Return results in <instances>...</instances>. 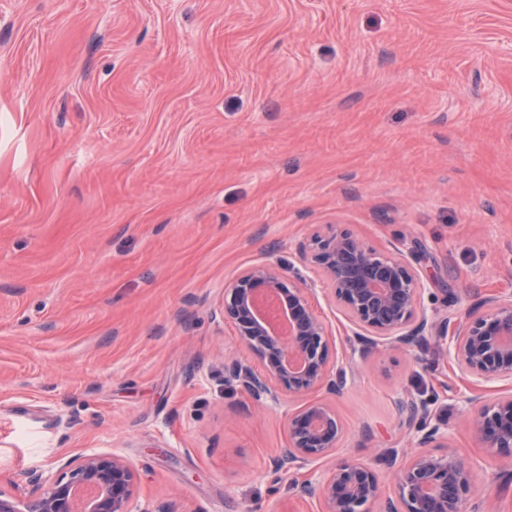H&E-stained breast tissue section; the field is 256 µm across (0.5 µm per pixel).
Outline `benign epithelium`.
<instances>
[{
	"label": "benign epithelium",
	"instance_id": "7a95c632",
	"mask_svg": "<svg viewBox=\"0 0 512 512\" xmlns=\"http://www.w3.org/2000/svg\"><path fill=\"white\" fill-rule=\"evenodd\" d=\"M303 262L320 269L357 327L351 355L365 358L387 342L414 355L430 340L463 373L512 382V295L487 298L478 314L435 320L420 305L416 268L348 233L314 237L303 247ZM269 293L282 298L285 337L255 308V300ZM314 293V281L278 262L254 264L224 289V321L261 360L259 369L242 360L225 362L226 381L260 409L314 389L327 395L288 415L287 444L272 459L273 469L285 475L330 459L341 431L329 398L346 384L347 372L330 363L328 325L312 306ZM468 403L475 406L473 427L487 453L512 448V393ZM435 404L410 394L397 400L408 441L421 452L402 461L398 449L386 450L396 467L394 495H383L378 473L355 460L333 461L317 481H294L291 489L302 499L318 496L321 512H466L465 501L475 492L474 468L465 457L436 452L448 447V424ZM137 488V468L129 459L91 452L66 461L57 474L33 473L14 483L12 493L0 491V512H134Z\"/></svg>",
	"mask_w": 512,
	"mask_h": 512
}]
</instances>
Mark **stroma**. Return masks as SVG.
I'll return each instance as SVG.
<instances>
[{
    "label": "stroma",
    "instance_id": "obj_1",
    "mask_svg": "<svg viewBox=\"0 0 512 512\" xmlns=\"http://www.w3.org/2000/svg\"><path fill=\"white\" fill-rule=\"evenodd\" d=\"M336 229L415 261L427 311L512 295V0H0V490L114 452L139 512H318L271 458L321 393L260 412L226 384L256 356L221 301ZM511 388L381 347L335 457L389 476L397 398L434 395L468 508L512 512L466 403Z\"/></svg>",
    "mask_w": 512,
    "mask_h": 512
}]
</instances>
